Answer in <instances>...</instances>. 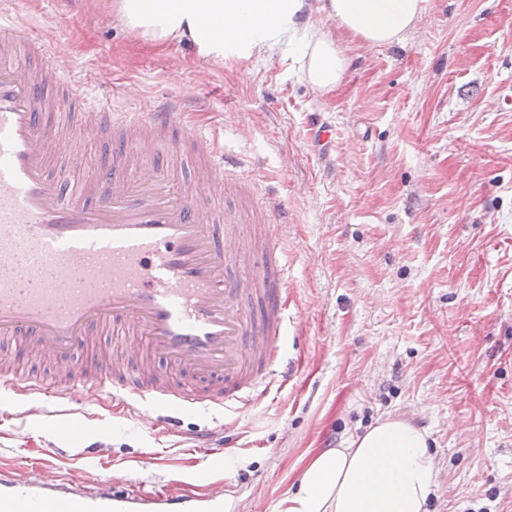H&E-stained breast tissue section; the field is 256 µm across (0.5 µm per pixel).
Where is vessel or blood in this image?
Returning a JSON list of instances; mask_svg holds the SVG:
<instances>
[{
  "mask_svg": "<svg viewBox=\"0 0 512 512\" xmlns=\"http://www.w3.org/2000/svg\"><path fill=\"white\" fill-rule=\"evenodd\" d=\"M21 50L33 64L11 63ZM111 83L99 66L70 80L50 39L0 23V351L30 365L0 368V390L23 381L42 404L70 389L108 396L152 424L173 408L253 404L276 379L288 320L280 205L258 203L270 234L252 260L216 220L235 161L191 124L184 98L116 112L96 94ZM71 112L84 118L67 136ZM107 138L100 178L55 172L56 157L92 165L87 144ZM188 158L189 181L173 187ZM50 467L0 470V512H224L217 490L143 502L118 477L82 468L58 482Z\"/></svg>",
  "mask_w": 512,
  "mask_h": 512,
  "instance_id": "obj_1",
  "label": "vessel or blood"
}]
</instances>
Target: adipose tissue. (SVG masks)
I'll return each instance as SVG.
<instances>
[{
	"label": "adipose tissue",
	"mask_w": 512,
	"mask_h": 512,
	"mask_svg": "<svg viewBox=\"0 0 512 512\" xmlns=\"http://www.w3.org/2000/svg\"><path fill=\"white\" fill-rule=\"evenodd\" d=\"M127 29L156 43L190 40L197 56L248 60L293 49L318 97L342 81L348 57L324 21L370 47L406 41L424 0H101ZM435 485L425 432L389 417L344 448L313 449L279 512H428Z\"/></svg>",
	"instance_id": "1"
}]
</instances>
